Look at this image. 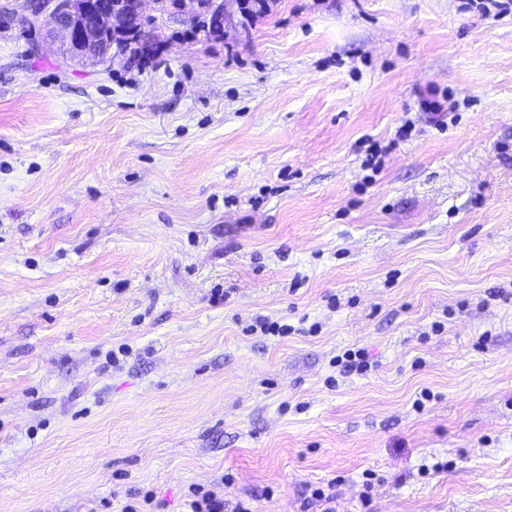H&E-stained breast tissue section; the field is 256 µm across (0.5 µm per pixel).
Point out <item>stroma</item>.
I'll use <instances>...</instances> for the list:
<instances>
[{"mask_svg": "<svg viewBox=\"0 0 512 512\" xmlns=\"http://www.w3.org/2000/svg\"><path fill=\"white\" fill-rule=\"evenodd\" d=\"M38 4L0 0V512H512V14L212 0L144 67ZM191 497L189 512H224V500L217 498L211 491L193 487Z\"/></svg>", "mask_w": 512, "mask_h": 512, "instance_id": "stroma-1", "label": "stroma"}]
</instances>
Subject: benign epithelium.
Returning <instances> with one entry per match:
<instances>
[{
	"instance_id": "7a95c632",
	"label": "benign epithelium",
	"mask_w": 512,
	"mask_h": 512,
	"mask_svg": "<svg viewBox=\"0 0 512 512\" xmlns=\"http://www.w3.org/2000/svg\"><path fill=\"white\" fill-rule=\"evenodd\" d=\"M39 12L48 15V37L59 51L86 61L102 59L120 38L151 21L143 0H132L126 13L113 9L112 0H42Z\"/></svg>"
}]
</instances>
